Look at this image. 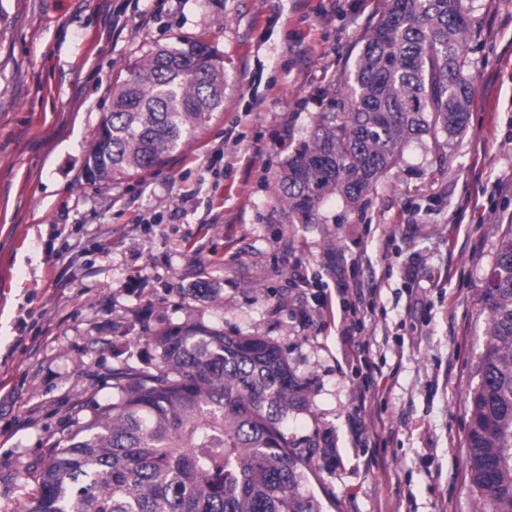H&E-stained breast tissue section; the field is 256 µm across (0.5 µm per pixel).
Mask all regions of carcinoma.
<instances>
[{"label":"carcinoma","instance_id":"1","mask_svg":"<svg viewBox=\"0 0 512 512\" xmlns=\"http://www.w3.org/2000/svg\"><path fill=\"white\" fill-rule=\"evenodd\" d=\"M464 0H387L339 96L313 118L278 186L288 216L320 223L330 198L356 205L404 147L461 134L473 87ZM224 104V58L202 39L157 46L115 79L85 157L94 183L160 168ZM486 343L467 393L465 467L476 512H512V223L486 278ZM138 342L147 367L109 374L112 400L30 472L22 512H322L306 490L315 444L289 437L307 406L288 355L264 336L191 322Z\"/></svg>","mask_w":512,"mask_h":512}]
</instances>
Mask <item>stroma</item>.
Returning <instances> with one entry per match:
<instances>
[{"label":"stroma","instance_id":"obj_1","mask_svg":"<svg viewBox=\"0 0 512 512\" xmlns=\"http://www.w3.org/2000/svg\"><path fill=\"white\" fill-rule=\"evenodd\" d=\"M384 4L0 0V512H21L28 471L83 419L79 402L111 399L112 368L149 360L137 336L189 321L287 352L309 400L288 435L317 446L307 488L323 512H475L465 395L512 224V0H465L461 135L408 143L358 207L330 199L317 224L278 195ZM201 36L224 58L223 108L159 172L87 182L113 80ZM356 282L376 290L363 354L341 335ZM371 377L386 388L361 413L387 423L375 448L351 425Z\"/></svg>","mask_w":512,"mask_h":512}]
</instances>
